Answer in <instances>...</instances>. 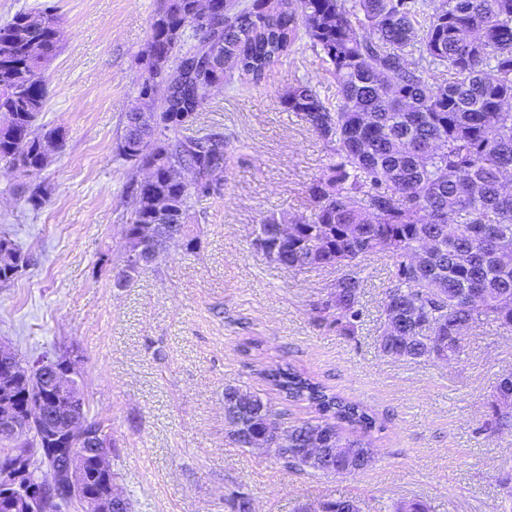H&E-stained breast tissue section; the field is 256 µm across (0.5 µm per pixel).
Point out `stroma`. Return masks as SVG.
<instances>
[{
	"label": "stroma",
	"instance_id": "1",
	"mask_svg": "<svg viewBox=\"0 0 512 512\" xmlns=\"http://www.w3.org/2000/svg\"><path fill=\"white\" fill-rule=\"evenodd\" d=\"M40 3L53 8L60 49L38 122L61 129L65 145L35 180L0 161V237L29 259L0 286V343L29 362L78 356L86 411L112 435L110 463L133 512H232L238 492L252 512L339 497L359 500L361 512H396L414 499L429 512H512V429L484 428L496 381L512 372V333L492 322L468 328L449 363L383 357L388 254L359 263L362 316L345 335L317 313L336 271L274 266L253 243L264 215H309L308 189L330 162L323 140L278 99L302 81L335 102V80L311 43L280 56L261 83L227 72L203 112L224 138V184L194 205L195 252L171 248L117 288L132 172L113 156L139 104L138 54L163 0H0V22ZM37 182L48 200L35 210L26 198ZM252 339L260 349L244 355ZM282 362L384 423L366 469L291 468L233 441L228 384L268 399L283 425L313 417L264 379Z\"/></svg>",
	"mask_w": 512,
	"mask_h": 512
}]
</instances>
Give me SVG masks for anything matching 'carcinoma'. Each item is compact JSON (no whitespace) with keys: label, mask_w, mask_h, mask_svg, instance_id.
<instances>
[{"label":"carcinoma","mask_w":512,"mask_h":512,"mask_svg":"<svg viewBox=\"0 0 512 512\" xmlns=\"http://www.w3.org/2000/svg\"><path fill=\"white\" fill-rule=\"evenodd\" d=\"M196 0H166L150 25L140 59L147 77L140 96L160 98L156 124L143 129L125 120L117 140H134L133 152L115 147V160L136 169L154 165L153 181H133L126 194L129 223L124 265L132 263L136 232L153 224V198L173 203L182 222L183 249L196 248L188 219L193 201L224 180V140L199 118L203 87L224 82L225 68L206 59L207 32L195 24ZM224 14L220 52L243 82L258 83L284 53L308 39L336 80L331 107L311 85L298 82L279 96L285 110L305 121L329 147L332 161L309 187L307 218L264 216L258 230L271 243L278 225L297 224V234L268 255L293 271L334 268L339 272L323 305L324 319L351 332L359 318L365 257L388 253L393 285L385 319L401 331L385 336L379 352L394 360L420 361L459 353L462 331L491 321L512 331V194L501 178L512 172V0H235ZM13 50L0 61V161L21 174L42 171V139L60 129L36 125L46 93L47 60L56 56L57 28L47 9L19 11L0 23V47ZM418 52L419 62L409 60ZM448 78L431 83L429 71ZM196 128V135L183 131ZM190 181L169 179L173 166ZM479 293L489 302L469 301ZM265 380L292 402H305L316 417L289 426L290 451L276 456L307 468L295 452L315 442L336 451V465L362 458L382 430L374 413L348 401L291 364L264 372ZM38 381L17 385L3 398L18 405L41 397ZM240 409L230 417L234 441L244 447L265 430L261 396L227 384ZM487 425L512 427V392L494 388ZM117 474L91 469L89 489L104 494ZM322 512H360L349 497L322 501Z\"/></svg>","instance_id":"cac0c4a2"}]
</instances>
